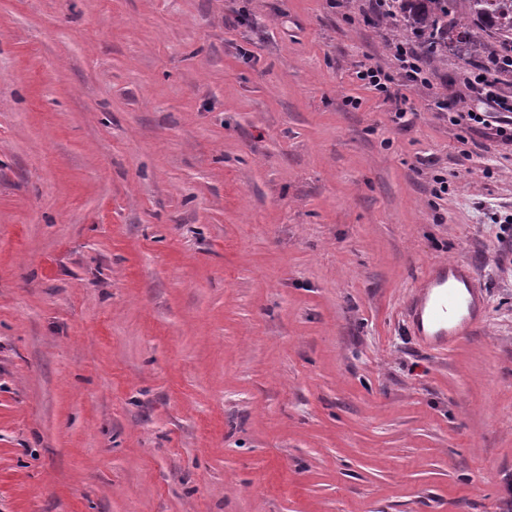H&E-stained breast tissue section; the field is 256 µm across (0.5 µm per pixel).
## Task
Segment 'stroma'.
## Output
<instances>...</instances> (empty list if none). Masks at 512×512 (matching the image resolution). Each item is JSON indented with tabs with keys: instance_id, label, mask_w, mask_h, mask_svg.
Masks as SVG:
<instances>
[{
	"instance_id": "1",
	"label": "stroma",
	"mask_w": 512,
	"mask_h": 512,
	"mask_svg": "<svg viewBox=\"0 0 512 512\" xmlns=\"http://www.w3.org/2000/svg\"><path fill=\"white\" fill-rule=\"evenodd\" d=\"M368 3L0 0V512H512V144ZM424 41L397 40L394 43L393 63L390 68L379 65L360 66L358 78L365 85L384 96L394 106V117L402 120L408 114L405 106L409 98L401 93L400 87H427L429 80L423 68L420 51ZM462 283L465 300L452 286ZM483 297L475 285L472 267L461 261L431 266L423 275L407 304V316L414 335L429 347L444 348L469 334L481 321Z\"/></svg>"
}]
</instances>
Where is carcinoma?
Masks as SVG:
<instances>
[{"mask_svg": "<svg viewBox=\"0 0 512 512\" xmlns=\"http://www.w3.org/2000/svg\"><path fill=\"white\" fill-rule=\"evenodd\" d=\"M399 32L426 30L467 54L487 58L498 44L512 47V0H400Z\"/></svg>", "mask_w": 512, "mask_h": 512, "instance_id": "1", "label": "carcinoma"}]
</instances>
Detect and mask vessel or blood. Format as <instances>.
<instances>
[{
    "label": "vessel or blood",
    "mask_w": 512,
    "mask_h": 512,
    "mask_svg": "<svg viewBox=\"0 0 512 512\" xmlns=\"http://www.w3.org/2000/svg\"><path fill=\"white\" fill-rule=\"evenodd\" d=\"M482 308L472 267L446 261L425 272L408 300L407 316L420 341L444 348L480 324Z\"/></svg>",
    "instance_id": "1"
}]
</instances>
